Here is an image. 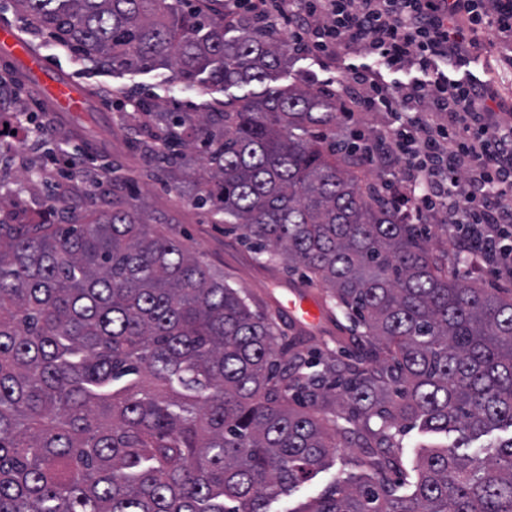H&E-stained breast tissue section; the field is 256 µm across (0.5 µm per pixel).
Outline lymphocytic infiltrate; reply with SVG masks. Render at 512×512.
<instances>
[{
  "instance_id": "lymphocytic-infiltrate-1",
  "label": "lymphocytic infiltrate",
  "mask_w": 512,
  "mask_h": 512,
  "mask_svg": "<svg viewBox=\"0 0 512 512\" xmlns=\"http://www.w3.org/2000/svg\"><path fill=\"white\" fill-rule=\"evenodd\" d=\"M293 47L317 55L364 50L380 69L341 92L358 111L396 121L378 156L399 171L395 205L416 223L443 215L467 253L512 278V116L495 96L453 73L479 30L512 34V0H238Z\"/></svg>"
}]
</instances>
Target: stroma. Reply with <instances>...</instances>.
Masks as SVG:
<instances>
[{"instance_id": "obj_1", "label": "stroma", "mask_w": 512, "mask_h": 512, "mask_svg": "<svg viewBox=\"0 0 512 512\" xmlns=\"http://www.w3.org/2000/svg\"><path fill=\"white\" fill-rule=\"evenodd\" d=\"M9 24L36 46L53 66L75 73L89 86L94 113L83 121L73 115L44 111L35 95H15L12 90L0 94V109L20 115L27 136L10 152L0 157V217L8 224L27 223L33 212L50 205L52 196L63 199L56 205L53 220L62 223L66 208H76L96 219L104 210L93 199L92 187L100 180L119 185L123 195L141 204L148 224L192 246L212 268L222 271L233 288L248 297L250 307L271 309L283 288L291 280L278 266H264L240 243L228 225L215 223L211 214L196 208L194 175L203 166L199 154H191L188 173L180 186H173L166 174L151 163L139 143L147 132L140 126L135 102L153 100L165 109L204 112L214 101L223 99V87L206 82L186 87L175 82L169 70L162 68L124 70L95 68L65 47L49 32L30 25L13 0H0V25ZM480 56L468 67L470 75L494 87L512 112V69L501 67L504 51L512 50V41L491 31L480 34ZM337 66L323 64L304 53L288 55L279 85L297 84L311 89L336 91ZM427 237L431 246L447 251L448 270L462 279H473L482 286L512 289V280L498 275L492 264H461L454 234L442 218L430 220ZM445 434H425L418 428L396 435L395 454L400 472L411 474L423 446L446 443ZM359 448H347L336 457L333 468L323 471L302 485L291 496L272 506L273 512H297L308 501L322 494L341 474H363Z\"/></svg>"}]
</instances>
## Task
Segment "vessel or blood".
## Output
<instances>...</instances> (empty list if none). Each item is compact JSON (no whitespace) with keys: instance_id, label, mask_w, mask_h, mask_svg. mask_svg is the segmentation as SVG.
Instances as JSON below:
<instances>
[{"instance_id":"obj_1","label":"vessel or blood","mask_w":512,"mask_h":512,"mask_svg":"<svg viewBox=\"0 0 512 512\" xmlns=\"http://www.w3.org/2000/svg\"><path fill=\"white\" fill-rule=\"evenodd\" d=\"M0 48L8 50L20 61L22 73L35 80L37 88L54 111H83L88 95L86 86L70 75L50 67L44 57L33 51L30 43L16 29L0 27ZM280 310L297 326H316L327 316V310L320 298L301 286L290 291L281 302Z\"/></svg>"}]
</instances>
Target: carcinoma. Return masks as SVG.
<instances>
[{
  "label": "carcinoma",
  "mask_w": 512,
  "mask_h": 512,
  "mask_svg": "<svg viewBox=\"0 0 512 512\" xmlns=\"http://www.w3.org/2000/svg\"><path fill=\"white\" fill-rule=\"evenodd\" d=\"M95 67L167 66L232 88L217 112L140 101L141 147L176 180L200 150L195 204L267 263L302 269L345 312L350 354L302 349L224 274L141 208L64 224L0 221V512H270L365 449L370 475L336 478L298 512H512V289L448 259L336 139V94L264 86L280 34L209 0H15ZM377 417L342 434L319 411ZM459 434L393 480L391 430Z\"/></svg>",
  "instance_id": "carcinoma-1"
}]
</instances>
